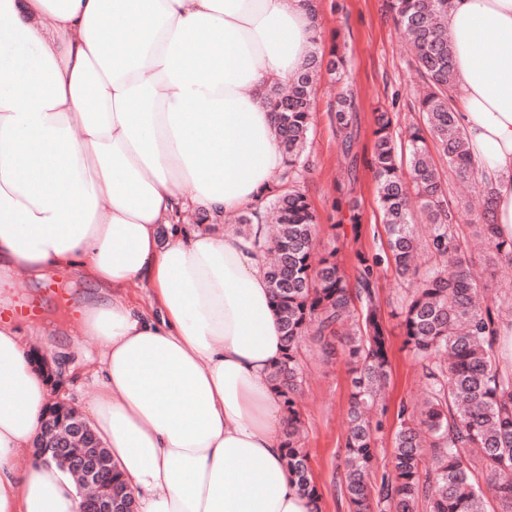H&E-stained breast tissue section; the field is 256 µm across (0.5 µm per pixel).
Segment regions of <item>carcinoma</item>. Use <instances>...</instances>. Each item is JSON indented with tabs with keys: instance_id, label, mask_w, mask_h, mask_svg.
Returning a JSON list of instances; mask_svg holds the SVG:
<instances>
[{
	"instance_id": "cac0c4a2",
	"label": "carcinoma",
	"mask_w": 512,
	"mask_h": 512,
	"mask_svg": "<svg viewBox=\"0 0 512 512\" xmlns=\"http://www.w3.org/2000/svg\"><path fill=\"white\" fill-rule=\"evenodd\" d=\"M387 7L410 40L421 78L413 107L422 112L425 128L410 127L400 141L394 135L396 113L376 112L369 166L377 182L388 253L355 250L353 282L341 267L339 245L316 249L319 219L300 188L315 111L314 86L324 72L340 86L333 121L345 153L355 141L354 101L338 44L326 50L321 40H314L303 70L288 88L274 85L264 97L266 107L276 113V136L285 157L284 173L263 196L273 253L266 274L285 347L271 373L287 413L285 458L298 491L321 508L309 451L300 437V350L309 338L328 359L342 354L349 368L342 488L352 512H416L421 500L428 512H485L487 494L501 512H512V373L500 366L499 309L482 304L478 296L484 273L512 266V238L502 237L494 224L491 191L475 176L465 135L457 126L453 99L458 85L445 23L448 0H387ZM433 146L460 181L480 185V210L448 202ZM346 203L348 217L335 207L331 228L337 241L346 220L358 237L357 201ZM415 206L428 225L423 239L416 233ZM465 220L484 242L481 258L462 247L457 227ZM386 260L411 287L397 317L405 347L421 362L427 396L415 416L400 407L389 470L377 481L373 473L387 421L383 389L391 362L375 283ZM357 301L361 315L356 318ZM477 473L485 485L475 480Z\"/></svg>"
}]
</instances>
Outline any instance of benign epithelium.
<instances>
[{
	"label": "benign epithelium",
	"instance_id": "1",
	"mask_svg": "<svg viewBox=\"0 0 512 512\" xmlns=\"http://www.w3.org/2000/svg\"><path fill=\"white\" fill-rule=\"evenodd\" d=\"M58 360L37 354V369L50 385L60 383ZM94 430L82 410L59 395L48 402L32 454L39 463L50 465L66 460L69 473L80 490L79 512H127L126 504L113 499L112 460L94 452L90 435Z\"/></svg>",
	"mask_w": 512,
	"mask_h": 512
}]
</instances>
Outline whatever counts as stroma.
I'll list each match as a JSON object with an SVG mask.
<instances>
[{"mask_svg":"<svg viewBox=\"0 0 512 512\" xmlns=\"http://www.w3.org/2000/svg\"><path fill=\"white\" fill-rule=\"evenodd\" d=\"M319 24L324 42H338L348 59L347 82L354 96L357 130L352 157H345L341 139L331 121L338 87L329 78L316 86V111L313 116L307 149L309 169L301 185L316 209L321 225L317 246H336L330 227L333 204L340 189L358 198L362 220L360 240L346 239L340 246V258L347 274H354L353 249L362 246L372 253H384L386 234L376 197L373 173L364 159L373 148V110L384 105L400 112L402 123L421 122L422 117L411 108L419 82L410 54L407 36L394 24L386 0H318ZM66 287L69 304H61L43 291V280L0 288V298L36 296L44 309L39 330L27 334L30 346L53 355L67 357L69 363L82 365L95 355L96 338L82 335L74 308L88 284L71 275L59 278ZM377 293L386 314L390 333L392 373L386 390L388 424L378 444L375 475L388 468L394 432L399 425L401 406L421 405L426 388L418 359L403 344L402 330L393 312L404 298L405 287L393 265L380 269ZM301 372L303 397L301 412L306 444L314 481L322 497L323 512H351L341 488L339 464L344 453L349 377L343 357L324 360L310 345L302 349Z\"/></svg>","mask_w":512,"mask_h":512,"instance_id":"1","label":"stroma"}]
</instances>
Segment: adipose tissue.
Segmentation results:
<instances>
[{"label":"adipose tissue","instance_id":"obj_1","mask_svg":"<svg viewBox=\"0 0 512 512\" xmlns=\"http://www.w3.org/2000/svg\"><path fill=\"white\" fill-rule=\"evenodd\" d=\"M314 0H0V275L74 273L98 350L86 418L138 512H313L284 458L283 353L256 207L282 171L263 104L320 35ZM458 124L512 237V0H449ZM203 209L213 224H182ZM139 281L147 304L126 289ZM0 317V512H77L18 470L48 399Z\"/></svg>","mask_w":512,"mask_h":512}]
</instances>
